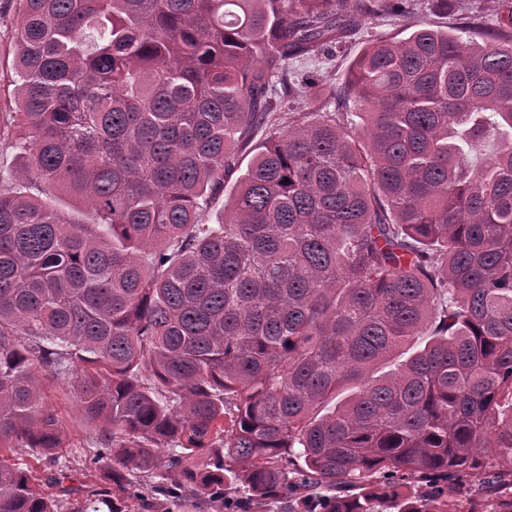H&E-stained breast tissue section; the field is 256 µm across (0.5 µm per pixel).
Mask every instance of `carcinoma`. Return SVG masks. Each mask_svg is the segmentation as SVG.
<instances>
[{
    "instance_id": "carcinoma-1",
    "label": "carcinoma",
    "mask_w": 512,
    "mask_h": 512,
    "mask_svg": "<svg viewBox=\"0 0 512 512\" xmlns=\"http://www.w3.org/2000/svg\"><path fill=\"white\" fill-rule=\"evenodd\" d=\"M14 8L0 512H512V0L481 44L369 40L364 111L285 123L288 61L404 0ZM42 377L105 432L92 487Z\"/></svg>"
}]
</instances>
